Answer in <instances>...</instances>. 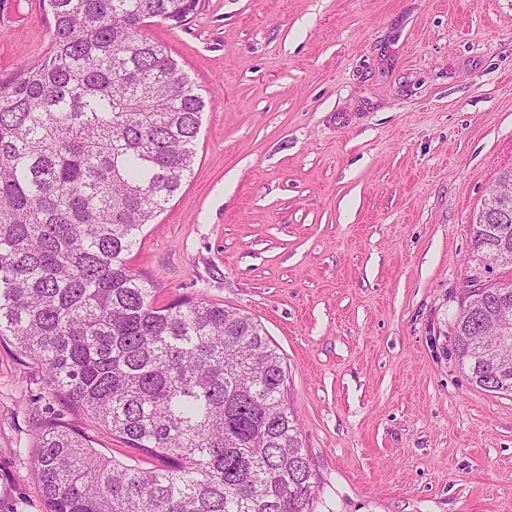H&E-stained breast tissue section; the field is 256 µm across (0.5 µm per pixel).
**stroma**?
<instances>
[{
	"instance_id": "35a3bbf8",
	"label": "stroma",
	"mask_w": 512,
	"mask_h": 512,
	"mask_svg": "<svg viewBox=\"0 0 512 512\" xmlns=\"http://www.w3.org/2000/svg\"><path fill=\"white\" fill-rule=\"evenodd\" d=\"M43 0H0V80L45 57ZM203 90L193 171L128 256L159 303L260 322L287 368L314 512H512V393L453 354L470 226L512 167V0H198L145 28ZM70 420L0 342V512Z\"/></svg>"
}]
</instances>
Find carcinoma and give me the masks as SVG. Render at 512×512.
<instances>
[{"label":"carcinoma","mask_w":512,"mask_h":512,"mask_svg":"<svg viewBox=\"0 0 512 512\" xmlns=\"http://www.w3.org/2000/svg\"><path fill=\"white\" fill-rule=\"evenodd\" d=\"M197 0H46L51 48L0 81V339L48 394L160 461L109 457L50 421L32 474L44 512H313L286 368L263 326L205 299L166 305L127 265L192 171L206 102L143 32ZM512 251V213L479 214L472 258ZM512 282L462 303L454 352L471 383L512 391L477 345L498 340Z\"/></svg>","instance_id":"cac0c4a2"}]
</instances>
